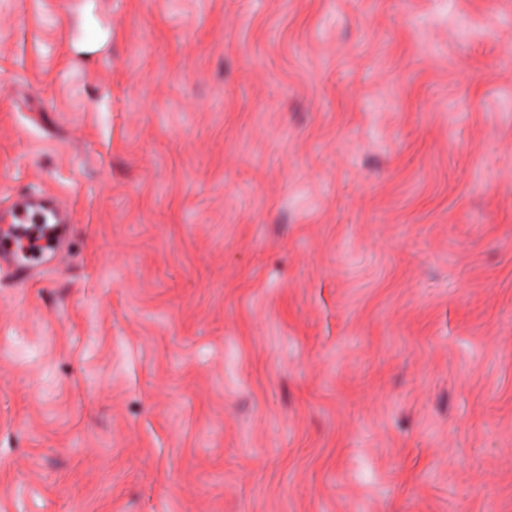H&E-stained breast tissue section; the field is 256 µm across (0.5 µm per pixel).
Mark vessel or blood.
Listing matches in <instances>:
<instances>
[{
	"label": "vessel or blood",
	"instance_id": "vessel-or-blood-1",
	"mask_svg": "<svg viewBox=\"0 0 512 512\" xmlns=\"http://www.w3.org/2000/svg\"><path fill=\"white\" fill-rule=\"evenodd\" d=\"M33 213L50 215L57 226L56 240L48 254L49 259L60 256L63 244L72 229L69 209L58 197L35 194L27 190L14 192L11 205L0 209V265L10 267L16 277L23 279L34 277L42 265L41 260L24 262L16 256V236Z\"/></svg>",
	"mask_w": 512,
	"mask_h": 512
}]
</instances>
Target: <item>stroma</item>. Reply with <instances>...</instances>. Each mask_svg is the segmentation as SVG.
I'll return each mask as SVG.
<instances>
[{
    "label": "stroma",
    "instance_id": "obj_1",
    "mask_svg": "<svg viewBox=\"0 0 512 512\" xmlns=\"http://www.w3.org/2000/svg\"><path fill=\"white\" fill-rule=\"evenodd\" d=\"M0 512H512V0H0ZM70 210L65 203L52 194H34L27 190L14 191L9 207L0 209V265L12 268L15 277H34L41 265L60 256L64 241L72 229ZM50 215L57 226L56 240L51 251L33 261H20L16 256V236L22 225L29 223V214ZM33 225V232H29L17 242L18 248L26 254L39 255L49 248V238L47 229L44 227L46 224H31Z\"/></svg>",
    "mask_w": 512,
    "mask_h": 512
}]
</instances>
